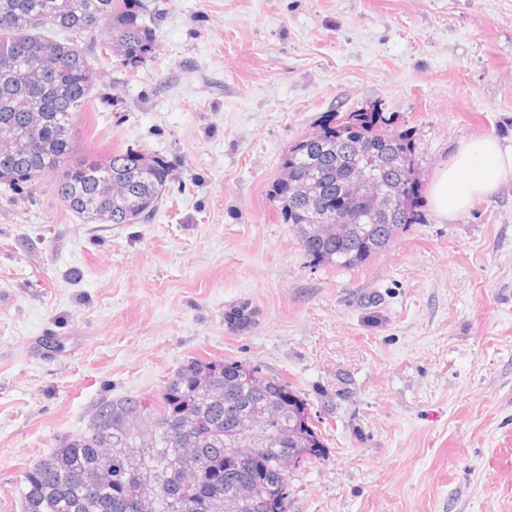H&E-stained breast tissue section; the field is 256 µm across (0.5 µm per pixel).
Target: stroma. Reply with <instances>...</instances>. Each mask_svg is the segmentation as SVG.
<instances>
[{"label": "stroma", "instance_id": "obj_1", "mask_svg": "<svg viewBox=\"0 0 512 512\" xmlns=\"http://www.w3.org/2000/svg\"><path fill=\"white\" fill-rule=\"evenodd\" d=\"M142 7L143 63L90 43L72 158L164 156L148 221L85 222L53 174L0 184V512L99 401L193 357L285 375L320 418L288 512H512V181L448 221L428 201L461 140L512 144V0ZM375 109L411 142L418 221L362 267L313 264L271 185L328 113Z\"/></svg>", "mask_w": 512, "mask_h": 512}]
</instances>
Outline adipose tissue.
Here are the masks:
<instances>
[{"label":"adipose tissue","instance_id":"ef3b65f1","mask_svg":"<svg viewBox=\"0 0 512 512\" xmlns=\"http://www.w3.org/2000/svg\"><path fill=\"white\" fill-rule=\"evenodd\" d=\"M511 180L512 145H503L491 136L464 140L430 183L429 203L440 218L448 220L465 212L475 199L494 195Z\"/></svg>","mask_w":512,"mask_h":512}]
</instances>
